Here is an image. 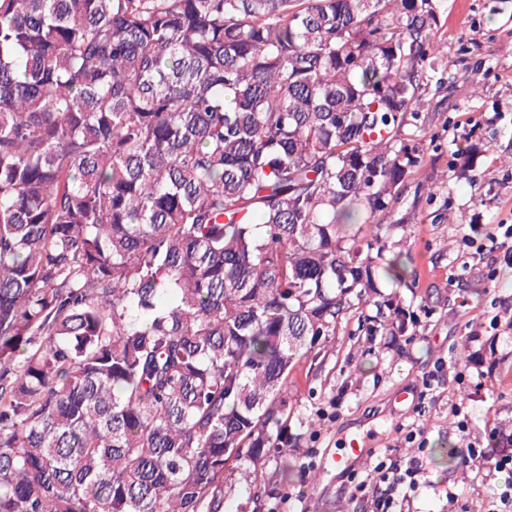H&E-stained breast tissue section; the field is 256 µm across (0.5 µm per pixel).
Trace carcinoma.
<instances>
[{"mask_svg":"<svg viewBox=\"0 0 512 512\" xmlns=\"http://www.w3.org/2000/svg\"><path fill=\"white\" fill-rule=\"evenodd\" d=\"M441 2L0 0V512H224L293 474L296 365L370 301L411 324L384 219Z\"/></svg>","mask_w":512,"mask_h":512,"instance_id":"cac0c4a2","label":"carcinoma"}]
</instances>
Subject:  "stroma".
Segmentation results:
<instances>
[{"instance_id": "1", "label": "stroma", "mask_w": 512, "mask_h": 512, "mask_svg": "<svg viewBox=\"0 0 512 512\" xmlns=\"http://www.w3.org/2000/svg\"><path fill=\"white\" fill-rule=\"evenodd\" d=\"M436 39L444 44L418 105L423 140H434L420 162L390 223L395 251L406 261L400 306L414 315L406 335L371 334L367 322L351 318L328 347L322 364H302L289 391L294 406L318 420L295 452L293 480L266 467L274 496L254 512H369L353 497V486L371 476L372 459L350 470L308 483L324 449L364 439L396 464L423 455L426 484L412 492L402 512H448L446 489L460 496L464 512H488L494 483L485 472L439 451L455 447L459 435L450 415L459 403L471 416L470 437L488 443L496 420L512 417V267L503 249L486 248L475 258L462 238L512 224V0H443ZM479 148L473 174H461L457 138ZM435 183L433 196L417 195L418 183ZM496 271L489 281L488 271ZM497 328H488L490 320ZM495 342L492 361L460 367L450 356L464 342L473 348ZM465 378L454 381L456 371ZM425 428V440L409 431Z\"/></svg>"}]
</instances>
